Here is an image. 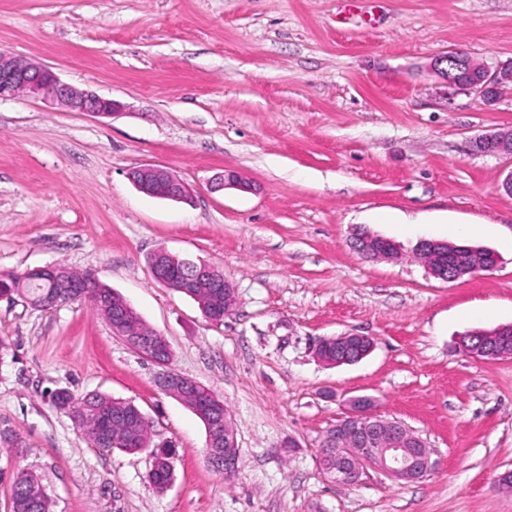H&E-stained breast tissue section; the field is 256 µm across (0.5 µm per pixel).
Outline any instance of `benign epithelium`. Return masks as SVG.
<instances>
[{
    "instance_id": "obj_1",
    "label": "benign epithelium",
    "mask_w": 512,
    "mask_h": 512,
    "mask_svg": "<svg viewBox=\"0 0 512 512\" xmlns=\"http://www.w3.org/2000/svg\"><path fill=\"white\" fill-rule=\"evenodd\" d=\"M433 67L445 76L448 88L471 92L487 106L493 105L500 91L512 84L509 65L490 69L459 49L437 56ZM14 96H48L69 111L90 112L99 117L114 116L120 109V104L110 98L62 82L43 65L28 61L21 63L13 53L0 50V98ZM474 144L486 153L512 154V130L489 131L476 138ZM128 176L136 189L145 195L184 202L191 198L187 184L165 168L142 165L132 169ZM228 186L247 189L249 183L240 172L226 170L216 178L215 188ZM350 246L364 258H390L397 254L395 243L369 231L355 232ZM416 251L456 252L461 256L466 253L465 247L444 240H422ZM187 265L193 267L194 273L183 280L184 292L213 287V282L207 278L212 270L210 264L190 260ZM473 335L472 330L458 335L457 345L464 355L484 360L512 358V349L508 346L492 340H467ZM332 341L336 343V360L325 362L322 349ZM352 349L361 350L360 356L365 357L373 351L374 341L369 336L345 332L320 340L315 345L314 354L326 366H339L351 363L348 351ZM157 365L162 367L157 376L161 389L178 400L189 399L203 415L207 428L205 457L224 459V475L236 474L239 445L230 415L223 414L224 432H219L215 427L219 411L212 405V393L197 381L171 370L167 360L163 359ZM350 432L364 437L366 447L336 448L331 454L323 448L317 451L319 467L338 484L355 485L369 469L380 471L398 482H415L425 478L434 468L427 442L399 429L394 421L381 418L373 403L366 399L350 403L349 410L336 426L339 436Z\"/></svg>"
}]
</instances>
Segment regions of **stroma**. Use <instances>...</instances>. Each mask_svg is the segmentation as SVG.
Here are the masks:
<instances>
[{"instance_id": "1", "label": "stroma", "mask_w": 512, "mask_h": 512, "mask_svg": "<svg viewBox=\"0 0 512 512\" xmlns=\"http://www.w3.org/2000/svg\"><path fill=\"white\" fill-rule=\"evenodd\" d=\"M1 48L122 110L0 99V271H94L169 341L172 369L223 399L240 458L231 479L213 471L204 424L89 303L0 299L13 354L0 432L16 440L0 447V512L20 470L53 512H512L496 482L512 470V359L456 346L512 324V156L473 146L512 129V88L487 106L430 67L455 48L512 62V0H0ZM145 164L191 201L138 192L128 173ZM227 169L249 189L212 190ZM455 225L498 255L493 270L426 273L418 242ZM358 227L397 256L362 258ZM158 249L232 283L222 324L152 278ZM347 331L372 353L320 363L314 343ZM60 389L138 405L153 444L177 450L171 487L149 482L148 452L95 448L56 407ZM352 396L426 438L435 470L414 483L371 470L354 486L323 475L317 449Z\"/></svg>"}]
</instances>
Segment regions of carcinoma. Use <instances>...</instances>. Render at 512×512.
Returning <instances> with one entry per match:
<instances>
[{"mask_svg": "<svg viewBox=\"0 0 512 512\" xmlns=\"http://www.w3.org/2000/svg\"><path fill=\"white\" fill-rule=\"evenodd\" d=\"M62 280L82 284L80 292L63 288L43 275H24L18 272H0V282L9 286L11 296L24 299L38 308L84 301L97 315L112 323V300L116 293L91 272H74L58 266ZM56 406L71 414L77 425L86 431L88 440L97 448H113L139 452V447H151V428L136 414L138 406L110 396L91 394L77 397L68 390L55 393ZM173 459L168 453L158 454V463L149 470L150 482L158 489L172 479ZM12 512H52V499L42 480L28 471H20L12 482Z\"/></svg>", "mask_w": 512, "mask_h": 512, "instance_id": "obj_1", "label": "carcinoma"}]
</instances>
